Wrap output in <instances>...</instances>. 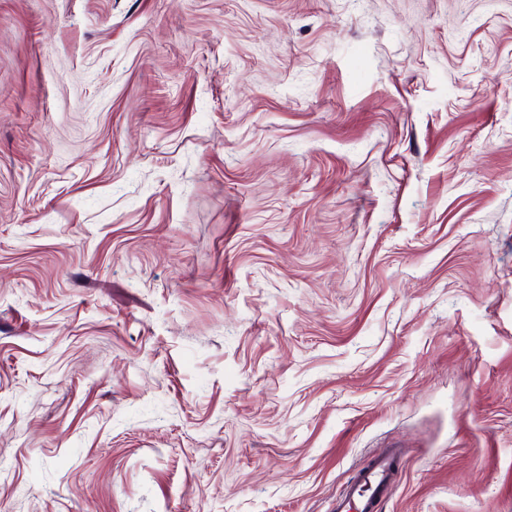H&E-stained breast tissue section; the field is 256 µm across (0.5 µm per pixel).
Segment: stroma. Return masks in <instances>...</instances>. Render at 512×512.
<instances>
[{
  "mask_svg": "<svg viewBox=\"0 0 512 512\" xmlns=\"http://www.w3.org/2000/svg\"><path fill=\"white\" fill-rule=\"evenodd\" d=\"M512 512V0H0V512ZM400 458L398 451L389 450L364 463L354 481L336 496L333 512H379L382 497L400 473ZM365 486L369 490L362 492Z\"/></svg>",
  "mask_w": 512,
  "mask_h": 512,
  "instance_id": "obj_1",
  "label": "stroma"
}]
</instances>
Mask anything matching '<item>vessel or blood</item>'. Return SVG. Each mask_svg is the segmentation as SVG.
Segmentation results:
<instances>
[{
	"instance_id": "1",
	"label": "vessel or blood",
	"mask_w": 512,
	"mask_h": 512,
	"mask_svg": "<svg viewBox=\"0 0 512 512\" xmlns=\"http://www.w3.org/2000/svg\"><path fill=\"white\" fill-rule=\"evenodd\" d=\"M400 464L401 455L395 450L364 463L354 481L337 496L333 512H379L382 497L400 473Z\"/></svg>"
}]
</instances>
